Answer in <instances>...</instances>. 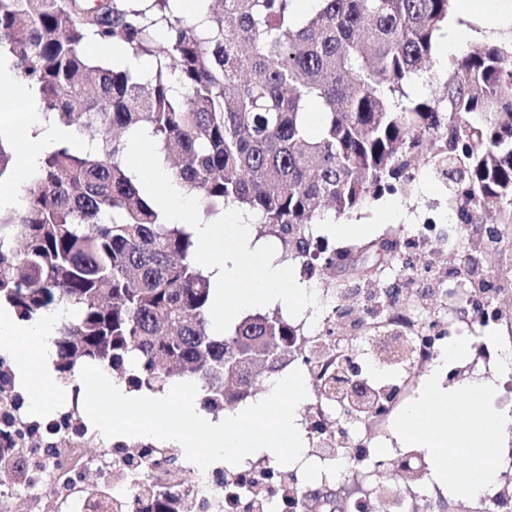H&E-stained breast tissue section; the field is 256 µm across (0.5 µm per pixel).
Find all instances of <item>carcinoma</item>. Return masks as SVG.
<instances>
[{"label": "carcinoma", "mask_w": 512, "mask_h": 512, "mask_svg": "<svg viewBox=\"0 0 512 512\" xmlns=\"http://www.w3.org/2000/svg\"><path fill=\"white\" fill-rule=\"evenodd\" d=\"M181 2L0 0V58L71 132L0 207V304L21 321L76 310L53 341L60 379L81 364L134 391L193 379L218 414L288 363L298 333L262 314L210 333L197 239L139 189L127 139L143 129L178 158L205 218L245 209L291 254L314 256L321 208L348 214L418 163L448 180L468 236L495 240L488 224L512 225V40L470 49L440 97L416 100L453 0H311L303 15L294 0H203L202 21ZM93 40L150 58L149 75L92 57ZM24 439L0 428V467L21 473ZM151 512L191 510L162 492Z\"/></svg>", "instance_id": "obj_1"}]
</instances>
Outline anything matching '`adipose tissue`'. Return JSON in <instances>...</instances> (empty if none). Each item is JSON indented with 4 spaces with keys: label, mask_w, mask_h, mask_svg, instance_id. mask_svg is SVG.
<instances>
[{
    "label": "adipose tissue",
    "mask_w": 512,
    "mask_h": 512,
    "mask_svg": "<svg viewBox=\"0 0 512 512\" xmlns=\"http://www.w3.org/2000/svg\"><path fill=\"white\" fill-rule=\"evenodd\" d=\"M0 86L6 91L0 98V137L26 145L21 169L32 171L41 152L66 137L68 131L45 119L29 88L15 81L6 60L0 62ZM33 139L38 142L34 149L29 146ZM55 322V315L46 314L22 326L15 322L8 309L0 307V356L15 368L27 393L29 406L36 412L52 408L58 392L51 371Z\"/></svg>",
    "instance_id": "adipose-tissue-1"
}]
</instances>
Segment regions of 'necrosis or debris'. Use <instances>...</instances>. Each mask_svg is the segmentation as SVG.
<instances>
[{
    "instance_id": "4bbe7bcc",
    "label": "necrosis or debris",
    "mask_w": 512,
    "mask_h": 512,
    "mask_svg": "<svg viewBox=\"0 0 512 512\" xmlns=\"http://www.w3.org/2000/svg\"><path fill=\"white\" fill-rule=\"evenodd\" d=\"M316 296L318 305L309 309L303 326L319 353L299 357L317 399L307 421L312 440L309 453L316 460L338 459L337 467L322 473V485L341 487L354 482L362 488L359 498L324 502L325 512H375L380 506L385 512H440L428 479L410 484L383 482L389 460L373 450L374 433L355 425L354 420L361 416L382 423L399 413L408 403L421 371L442 357L451 336H473L476 327L497 322L501 318L498 307L469 289H460L458 301L469 308L472 319H452L443 327L427 319L415 325L395 320L392 305L383 302L370 307L362 321L354 325V332L372 335L370 343L355 347L339 333L345 319L336 305L335 291L321 288ZM4 402L10 416L34 436L60 433L69 441L52 456L35 446L26 450L31 459L26 486L36 491L51 485L56 491L57 512H149L151 503L143 492L155 485L183 489L192 512H310L312 508L302 495L293 504L283 503L275 489L267 491L263 500H255L251 485L254 478L271 472L280 481L291 474L288 467L272 460L232 469L230 475L235 482L230 486L221 476L207 473L185 488L179 469L167 463L171 451L166 446L150 442L132 446L118 438L101 458L89 463L80 456L84 427L76 409L64 410L44 424L26 416L17 392H10ZM90 467L110 486L109 501L86 494L83 474Z\"/></svg>"
}]
</instances>
